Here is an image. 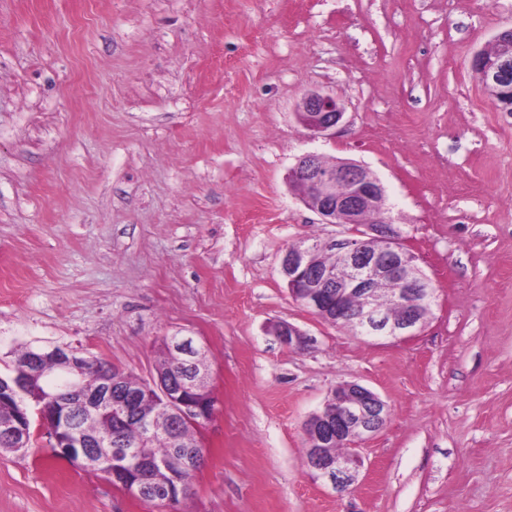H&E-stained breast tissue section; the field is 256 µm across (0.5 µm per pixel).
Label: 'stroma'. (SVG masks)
<instances>
[{"mask_svg":"<svg viewBox=\"0 0 512 512\" xmlns=\"http://www.w3.org/2000/svg\"><path fill=\"white\" fill-rule=\"evenodd\" d=\"M510 28L512 0H0V375L36 344L148 381L189 336L216 400L180 503L61 460L36 422L0 453V512H512V112L471 67ZM312 88L345 105L324 137L294 114ZM305 153L384 183L437 294L417 336L289 295L288 246L344 230L289 185ZM346 382L390 415L339 495L304 423Z\"/></svg>","mask_w":512,"mask_h":512,"instance_id":"obj_1","label":"stroma"}]
</instances>
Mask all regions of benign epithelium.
Returning a JSON list of instances; mask_svg holds the SVG:
<instances>
[{"label":"benign epithelium","mask_w":512,"mask_h":512,"mask_svg":"<svg viewBox=\"0 0 512 512\" xmlns=\"http://www.w3.org/2000/svg\"><path fill=\"white\" fill-rule=\"evenodd\" d=\"M473 67L482 82L494 84L512 93V51L503 49L495 56L477 52ZM345 114L343 103L333 94L321 89L305 90L297 105V120L315 135H324L338 125ZM292 186L307 187L300 193L302 201L319 214L326 224H350L356 214L367 208H387L386 191L378 177L366 166L354 161L338 159L336 165L324 167L319 156L307 153L297 158L288 173ZM346 186L344 196L338 198L333 189L336 183ZM374 243L364 247V240ZM336 253L351 268L350 276L343 278L327 268H313L314 248L294 246L285 250L280 259V274L289 293L312 315L334 324L330 316L329 298L343 300L353 293L362 296L361 305L353 319L355 330L365 338L405 340L424 328L435 302V288L428 276L416 264V256L405 245L400 227L396 224H364L357 237L340 235L329 242ZM398 303L402 311L394 317L386 314L391 303ZM279 341L288 346L305 344L302 333L294 326L282 323L277 327ZM173 350L182 357L181 387L170 377L160 376L140 390L124 393L116 400L118 417L124 421L132 415V407L143 396H160L167 408L150 417L135 415L139 425L149 432L170 430L173 419L191 417L207 423L214 409L198 403L184 394L183 387L204 378L197 370V351L188 340L176 339ZM53 362L60 372L49 375L42 363ZM83 355L68 347L54 346L42 349L26 360L19 369L17 388L29 382L40 381L45 387L41 406L37 409L43 425L61 419L59 431L51 432L52 447L65 458L78 454L85 464L97 465L92 445L72 429L67 414L50 411L52 397L60 393L83 396V405H89L102 394H84ZM389 415L387 403L375 392L354 382L343 383L332 391L322 411L307 423L309 456L306 464L313 476L341 493L350 486L362 465L357 449L350 447L356 440H364L378 433ZM344 441L348 448L332 453L333 443ZM152 462H145L137 475V494H152Z\"/></svg>","instance_id":"7a95c632"}]
</instances>
